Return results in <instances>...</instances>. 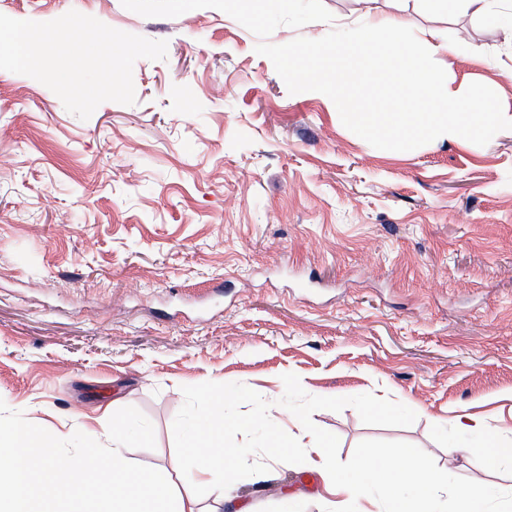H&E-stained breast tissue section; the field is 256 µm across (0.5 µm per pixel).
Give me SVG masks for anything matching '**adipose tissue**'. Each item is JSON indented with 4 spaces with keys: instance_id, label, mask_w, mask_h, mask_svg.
<instances>
[{
    "instance_id": "obj_1",
    "label": "adipose tissue",
    "mask_w": 512,
    "mask_h": 512,
    "mask_svg": "<svg viewBox=\"0 0 512 512\" xmlns=\"http://www.w3.org/2000/svg\"><path fill=\"white\" fill-rule=\"evenodd\" d=\"M353 32L351 40L301 47L290 58L307 61L296 75L309 94L339 104L353 98L349 76L383 80L385 109L373 110L363 101L343 115L359 133L406 148L422 137L451 140L481 127L484 112L458 111L469 92L438 65L441 56L454 53L453 45L437 40L430 30L412 36L401 14L369 8L357 13Z\"/></svg>"
}]
</instances>
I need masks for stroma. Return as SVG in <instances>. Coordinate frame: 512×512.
Here are the masks:
<instances>
[{"instance_id":"stroma-1","label":"stroma","mask_w":512,"mask_h":512,"mask_svg":"<svg viewBox=\"0 0 512 512\" xmlns=\"http://www.w3.org/2000/svg\"><path fill=\"white\" fill-rule=\"evenodd\" d=\"M412 30L456 44L458 81L512 112V33L402 0ZM356 0H0L46 22L69 10L168 43L138 59L136 101L89 119L37 80L0 70V399L57 437L120 408L152 423L128 461L190 495L172 424L182 386L238 382L278 406L281 377L314 396L371 393L407 427L319 410L340 460L404 441L449 474L512 485L485 447L448 450L459 411L512 444V129L418 140L408 152L304 94L286 49L335 31ZM330 506L319 473L271 465L225 512H280L281 493Z\"/></svg>"}]
</instances>
